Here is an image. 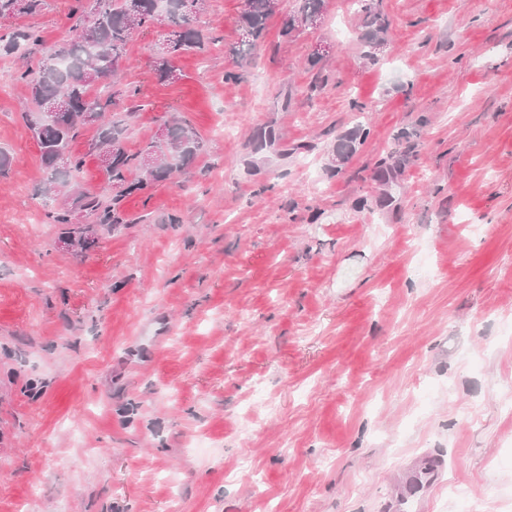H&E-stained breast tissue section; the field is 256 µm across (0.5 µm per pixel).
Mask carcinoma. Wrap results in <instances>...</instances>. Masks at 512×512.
Wrapping results in <instances>:
<instances>
[{
	"mask_svg": "<svg viewBox=\"0 0 512 512\" xmlns=\"http://www.w3.org/2000/svg\"><path fill=\"white\" fill-rule=\"evenodd\" d=\"M103 9L87 11L85 0H75L71 15L77 17L68 47L57 50L44 43L40 32L26 28L0 35V52L15 53L22 45L41 52L37 67L19 72V80L30 89L33 109L23 119L36 139L40 161L47 174L46 192L73 197L71 206L59 205L45 212L49 224L72 227L78 239L88 242L87 234L97 225L106 231L124 222L120 203L139 189L141 181L132 179L139 171L146 180L165 181L173 172L181 171L206 151L199 133L186 122L167 123L166 144L150 143L130 153L123 146L126 128L120 122L104 124L108 106L134 99L138 90L117 89L112 100L101 102L91 96V88L100 79L119 72V55L125 53L132 33L158 24L165 27L164 47L155 51L156 78L165 82L173 73L172 60L183 54L201 52L216 41L211 33L192 25V15L202 10L204 0H169L167 11L157 8V0H101ZM279 0H244L240 15L243 37L235 50L241 64L252 62L258 39L267 21L278 9ZM298 6L288 16L281 30L290 37L299 27L323 16L325 0H297ZM367 31L362 39L371 47L379 46L389 30V22L377 10L376 0H355ZM43 0H0V17L33 16L41 10ZM96 125L98 136L88 142L85 152L74 150L84 127ZM109 149L112 160L103 170L106 184L112 191L111 203L103 204L96 195L77 190L73 182L88 156L98 157ZM80 209L94 216L95 224L73 225V212Z\"/></svg>",
	"mask_w": 512,
	"mask_h": 512,
	"instance_id": "obj_1",
	"label": "carcinoma"
}]
</instances>
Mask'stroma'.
Here are the masks:
<instances>
[{"label": "stroma", "instance_id": "35a3bbf8", "mask_svg": "<svg viewBox=\"0 0 512 512\" xmlns=\"http://www.w3.org/2000/svg\"><path fill=\"white\" fill-rule=\"evenodd\" d=\"M45 3L0 34L65 47ZM242 5L206 0L173 80L156 28L93 87L137 89L128 151L175 119L206 151L86 246L45 221L39 58L0 53V512H390L428 453L427 512H512V0H379L372 60L348 0L288 39L280 0L239 67Z\"/></svg>", "mask_w": 512, "mask_h": 512}]
</instances>
